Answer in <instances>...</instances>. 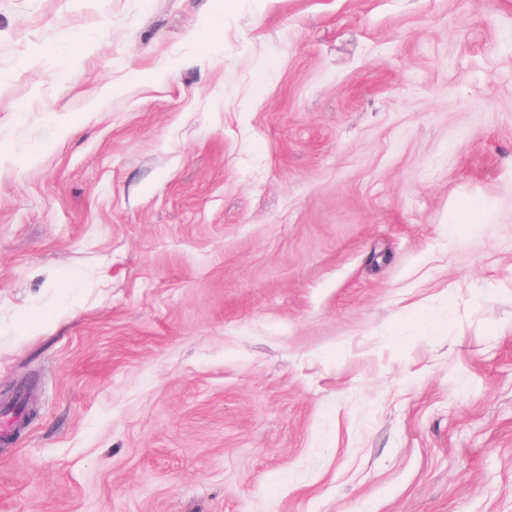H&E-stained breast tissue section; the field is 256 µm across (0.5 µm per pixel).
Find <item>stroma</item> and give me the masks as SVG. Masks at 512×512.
Wrapping results in <instances>:
<instances>
[{
    "mask_svg": "<svg viewBox=\"0 0 512 512\" xmlns=\"http://www.w3.org/2000/svg\"><path fill=\"white\" fill-rule=\"evenodd\" d=\"M17 392L0 512H512V0H0Z\"/></svg>",
    "mask_w": 512,
    "mask_h": 512,
    "instance_id": "1",
    "label": "stroma"
}]
</instances>
